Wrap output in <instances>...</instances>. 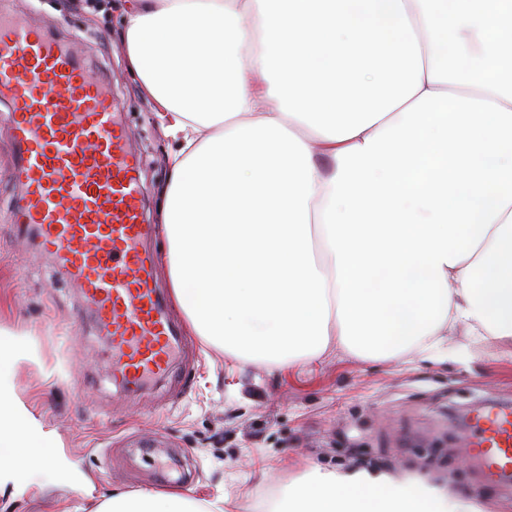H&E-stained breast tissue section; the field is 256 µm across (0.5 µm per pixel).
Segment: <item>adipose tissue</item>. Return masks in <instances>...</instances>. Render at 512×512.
Listing matches in <instances>:
<instances>
[{"mask_svg": "<svg viewBox=\"0 0 512 512\" xmlns=\"http://www.w3.org/2000/svg\"><path fill=\"white\" fill-rule=\"evenodd\" d=\"M169 156L161 232L192 331L242 363L370 360L448 332L512 354V0H126ZM0 328V490L58 439ZM97 512H224L117 493ZM263 512H481L397 471L309 469Z\"/></svg>", "mask_w": 512, "mask_h": 512, "instance_id": "adipose-tissue-1", "label": "adipose tissue"}]
</instances>
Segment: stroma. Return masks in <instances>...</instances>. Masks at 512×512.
Listing matches in <instances>:
<instances>
[{"label": "stroma", "mask_w": 512, "mask_h": 512, "mask_svg": "<svg viewBox=\"0 0 512 512\" xmlns=\"http://www.w3.org/2000/svg\"><path fill=\"white\" fill-rule=\"evenodd\" d=\"M61 40L109 82L138 159L146 221H158L172 140L128 71L121 0H0ZM0 102V327L30 334L39 361L18 368L19 395L54 429L42 463L0 496V512H96L115 493L222 495L224 512H258L277 484L319 466L399 468L512 512V482L490 481L462 438L478 411L512 408V356L491 340L448 339L447 356L371 361L332 350L311 362L238 364L201 337L171 379L131 394L114 385L107 342L80 288L54 273L13 218L20 186Z\"/></svg>", "instance_id": "obj_1"}]
</instances>
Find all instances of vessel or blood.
<instances>
[{"mask_svg": "<svg viewBox=\"0 0 512 512\" xmlns=\"http://www.w3.org/2000/svg\"><path fill=\"white\" fill-rule=\"evenodd\" d=\"M9 104L22 192L14 221L31 226L56 270L77 284L109 342L112 379L130 392L165 377L181 352L144 247L138 162L110 87L70 47L23 17H0V101ZM471 443L487 474L512 473V411L479 412Z\"/></svg>", "mask_w": 512, "mask_h": 512, "instance_id": "1", "label": "vessel or blood"}]
</instances>
